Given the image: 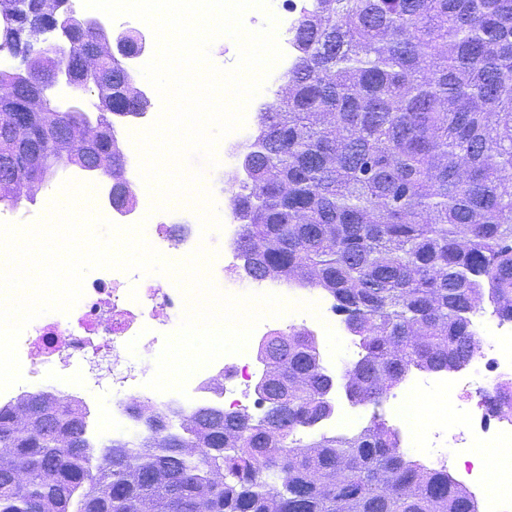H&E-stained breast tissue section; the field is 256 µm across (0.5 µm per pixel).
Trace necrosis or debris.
Returning <instances> with one entry per match:
<instances>
[{
	"mask_svg": "<svg viewBox=\"0 0 512 512\" xmlns=\"http://www.w3.org/2000/svg\"><path fill=\"white\" fill-rule=\"evenodd\" d=\"M308 2L270 0L272 12L280 17L277 39L283 57L279 68H291L295 62L292 35ZM156 118V113L148 112L126 128L123 177L138 186L133 203L122 210L105 206L97 214L121 227L146 223L147 241L179 264L199 246L201 226L175 224L176 214L168 209L152 211L157 196L142 183L139 154L130 139ZM83 291L68 313L40 316L24 329L18 341L22 379L0 391V404H14L35 391L65 405H79L88 434L98 445L112 438H148L147 428L130 413L134 403L159 415L175 413L181 421L203 406L245 414L258 410L255 383L265 373L259 347L283 333L284 318L263 320L243 353L221 356L197 370L185 392H157L146 386L153 368L133 359L128 348L134 342L148 352L162 350L167 336L179 326L185 307L182 290L170 278L155 281L138 272L97 269L86 275ZM473 328L482 346L468 364L451 373H408L403 389L387 400L386 407L404 450L424 456L437 468L458 466L456 481L479 499L480 512H512V502L501 493L512 485V471L494 473L488 465L472 461L484 450L512 447V321L481 313ZM88 388L111 396L107 411L86 400ZM427 393L433 396L432 411L439 423L421 429L410 411L418 397ZM492 399L498 402L494 411L488 407ZM450 414L454 423L443 426L442 418Z\"/></svg>",
	"mask_w": 512,
	"mask_h": 512,
	"instance_id": "1",
	"label": "necrosis or debris"
}]
</instances>
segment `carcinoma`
Listing matches in <instances>:
<instances>
[{"instance_id": "obj_1", "label": "carcinoma", "mask_w": 512, "mask_h": 512, "mask_svg": "<svg viewBox=\"0 0 512 512\" xmlns=\"http://www.w3.org/2000/svg\"><path fill=\"white\" fill-rule=\"evenodd\" d=\"M294 37L240 156L235 248L247 277L336 301L363 350L345 384L378 404L413 367L465 366L476 307L512 320V0H311ZM94 107L116 138L130 110ZM265 347L261 417L201 409L94 468L76 410L0 408V512H475L383 419L301 443L336 383L304 333Z\"/></svg>"}]
</instances>
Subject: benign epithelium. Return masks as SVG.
I'll return each instance as SVG.
<instances>
[{"instance_id":"1","label":"benign epithelium","mask_w":512,"mask_h":512,"mask_svg":"<svg viewBox=\"0 0 512 512\" xmlns=\"http://www.w3.org/2000/svg\"><path fill=\"white\" fill-rule=\"evenodd\" d=\"M71 0H20L16 8L13 88L23 92V111L14 113L11 137L26 146L21 156L7 154L0 160V196L14 204L32 200L45 182L48 167L44 165L39 145H49L61 161L75 151L84 158L95 160L97 169L112 166V149H101L110 130L97 121L87 120L73 128H61L53 118V109L47 89L59 84L75 92L93 86L101 101L112 103L120 95L135 101L150 100L147 84L124 70L125 79L112 80L100 66V56L107 55L125 66V61L150 54L151 45L141 32L129 36L126 31L110 32L95 20L86 18L74 25ZM91 31L94 38L84 36ZM62 55L74 56V69L57 70L55 59ZM43 70L54 74L46 86L32 80V75ZM110 195L117 199L114 207L125 208L134 198L123 181L111 180Z\"/></svg>"}]
</instances>
